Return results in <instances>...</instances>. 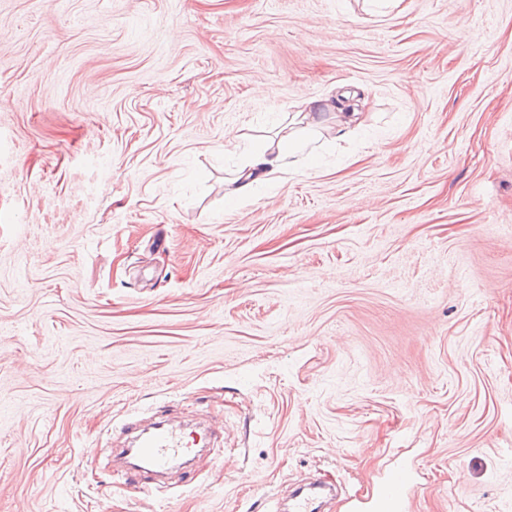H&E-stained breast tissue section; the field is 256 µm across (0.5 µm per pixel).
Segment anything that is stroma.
<instances>
[{
  "label": "stroma",
  "mask_w": 512,
  "mask_h": 512,
  "mask_svg": "<svg viewBox=\"0 0 512 512\" xmlns=\"http://www.w3.org/2000/svg\"><path fill=\"white\" fill-rule=\"evenodd\" d=\"M365 127L239 204L305 98ZM219 447L132 493L124 428ZM512 512V0H0V512ZM410 484L411 476L407 471H390L377 490L374 507L380 511L376 512H396L409 491Z\"/></svg>",
  "instance_id": "1"
}]
</instances>
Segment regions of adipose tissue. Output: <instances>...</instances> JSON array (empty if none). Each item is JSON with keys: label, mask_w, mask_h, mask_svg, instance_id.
Here are the masks:
<instances>
[{"label": "adipose tissue", "mask_w": 512, "mask_h": 512, "mask_svg": "<svg viewBox=\"0 0 512 512\" xmlns=\"http://www.w3.org/2000/svg\"><path fill=\"white\" fill-rule=\"evenodd\" d=\"M323 109L320 100L306 99L291 122L278 129L276 141L253 149L243 158L225 200L251 197L257 184L303 171L307 166L305 151L322 123Z\"/></svg>", "instance_id": "1"}]
</instances>
